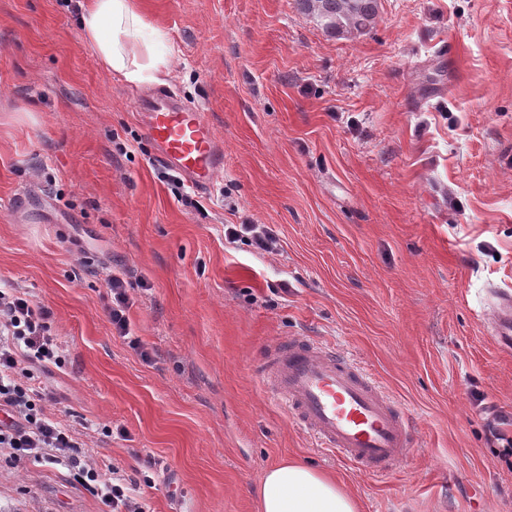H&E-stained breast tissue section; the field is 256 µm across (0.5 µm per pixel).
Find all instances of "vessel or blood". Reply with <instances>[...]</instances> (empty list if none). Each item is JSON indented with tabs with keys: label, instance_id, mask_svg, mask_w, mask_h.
Segmentation results:
<instances>
[{
	"label": "vessel or blood",
	"instance_id": "vessel-or-blood-1",
	"mask_svg": "<svg viewBox=\"0 0 512 512\" xmlns=\"http://www.w3.org/2000/svg\"><path fill=\"white\" fill-rule=\"evenodd\" d=\"M157 156L191 183L215 187L224 172V145L203 113L163 90L137 104ZM494 340L512 349V292L501 293ZM264 364L270 394L312 434L320 448L375 475L393 472L414 444L406 413L358 365L310 342L269 349Z\"/></svg>",
	"mask_w": 512,
	"mask_h": 512
}]
</instances>
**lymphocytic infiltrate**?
<instances>
[{"label": "lymphocytic infiltrate", "mask_w": 512, "mask_h": 512, "mask_svg": "<svg viewBox=\"0 0 512 512\" xmlns=\"http://www.w3.org/2000/svg\"><path fill=\"white\" fill-rule=\"evenodd\" d=\"M110 321L118 336L131 335L128 311L132 287L125 272L109 270L106 276ZM53 311L35 301L28 292L14 287L0 289V409L7 419L0 422V449H7L15 463L51 462L64 457L70 462L74 479L100 498L106 512H149L136 483L125 478L118 466L106 471L92 459L84 458L86 446L81 431L69 421L51 413L57 399L54 392L33 380L32 367L60 364Z\"/></svg>", "instance_id": "lymphocytic-infiltrate-1"}]
</instances>
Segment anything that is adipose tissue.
Masks as SVG:
<instances>
[{"label":"adipose tissue","instance_id":"1","mask_svg":"<svg viewBox=\"0 0 512 512\" xmlns=\"http://www.w3.org/2000/svg\"><path fill=\"white\" fill-rule=\"evenodd\" d=\"M77 25L103 66L127 84L157 82L170 65L135 0H89ZM259 512H361L358 499L336 478L297 460L269 467L257 492Z\"/></svg>","mask_w":512,"mask_h":512}]
</instances>
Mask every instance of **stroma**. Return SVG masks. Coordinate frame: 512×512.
I'll return each mask as SVG.
<instances>
[{
    "label": "stroma",
    "instance_id": "obj_1",
    "mask_svg": "<svg viewBox=\"0 0 512 512\" xmlns=\"http://www.w3.org/2000/svg\"><path fill=\"white\" fill-rule=\"evenodd\" d=\"M84 0H0V282L55 317L37 370L92 457L148 474L150 512H257L288 458L363 512H512V353L489 334L512 291V0H379L331 34L297 0H138L174 62L159 85L224 143L214 190L155 159L138 88L82 37ZM271 230L272 252L224 239ZM125 267L143 346L112 331ZM304 337L348 353L416 426L394 474L318 448L259 360ZM151 469H144L145 460ZM68 462L11 466L0 512H102Z\"/></svg>",
    "mask_w": 512,
    "mask_h": 512
}]
</instances>
